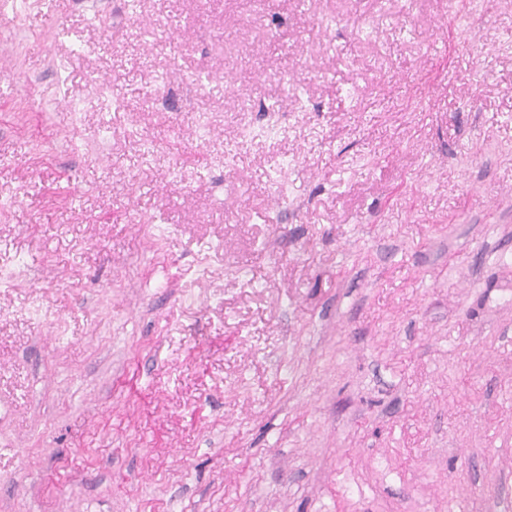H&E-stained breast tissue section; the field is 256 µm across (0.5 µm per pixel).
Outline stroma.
Masks as SVG:
<instances>
[{
  "label": "stroma",
  "mask_w": 512,
  "mask_h": 512,
  "mask_svg": "<svg viewBox=\"0 0 512 512\" xmlns=\"http://www.w3.org/2000/svg\"><path fill=\"white\" fill-rule=\"evenodd\" d=\"M0 512H512V0H0Z\"/></svg>",
  "instance_id": "35a3bbf8"
}]
</instances>
